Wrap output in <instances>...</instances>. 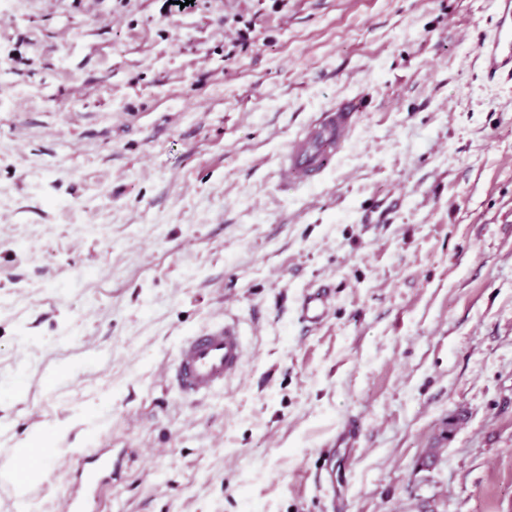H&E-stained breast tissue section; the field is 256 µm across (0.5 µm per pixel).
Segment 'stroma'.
<instances>
[{"mask_svg":"<svg viewBox=\"0 0 512 512\" xmlns=\"http://www.w3.org/2000/svg\"><path fill=\"white\" fill-rule=\"evenodd\" d=\"M493 23L489 0H0V463L39 461L0 512H62L99 448L98 512H512ZM342 101L333 168L285 181ZM229 317L242 374L183 399L162 370ZM356 121L350 103L319 112L315 120L288 141L282 172L288 181H310L328 169ZM330 306V293L325 287L307 291L299 304L300 319L308 326L319 325L325 319Z\"/></svg>","mask_w":512,"mask_h":512,"instance_id":"obj_1","label":"stroma"}]
</instances>
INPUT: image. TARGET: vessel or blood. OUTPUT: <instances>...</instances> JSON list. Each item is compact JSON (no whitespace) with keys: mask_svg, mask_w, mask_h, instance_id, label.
Instances as JSON below:
<instances>
[{"mask_svg":"<svg viewBox=\"0 0 512 512\" xmlns=\"http://www.w3.org/2000/svg\"><path fill=\"white\" fill-rule=\"evenodd\" d=\"M495 23L479 50L487 74L512 73V0H491ZM356 121L350 103L319 112L301 133L291 138L282 157V172L292 181H310L328 169ZM330 306V293L319 287L306 292L299 304L301 320L321 324ZM246 362V343L237 320L206 327L185 337L167 373L169 384L185 398H206L221 392L225 382L239 376ZM112 477V451L101 449L80 461L75 489L63 504L64 512H93L101 488Z\"/></svg>","mask_w":512,"mask_h":512,"instance_id":"obj_1","label":"vessel or blood"}]
</instances>
